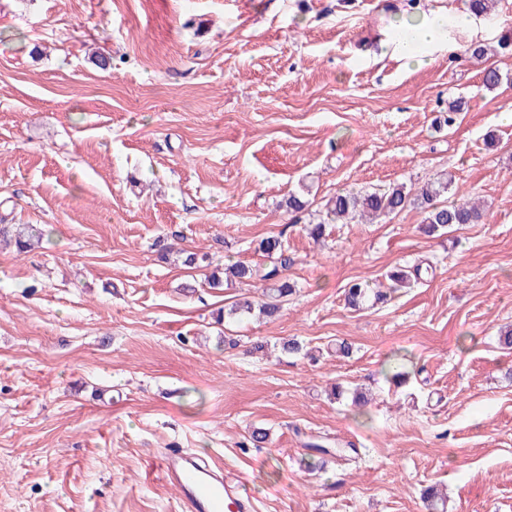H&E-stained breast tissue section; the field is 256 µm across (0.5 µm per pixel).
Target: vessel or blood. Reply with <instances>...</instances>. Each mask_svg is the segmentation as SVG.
<instances>
[{
  "instance_id": "1",
  "label": "vessel or blood",
  "mask_w": 512,
  "mask_h": 512,
  "mask_svg": "<svg viewBox=\"0 0 512 512\" xmlns=\"http://www.w3.org/2000/svg\"><path fill=\"white\" fill-rule=\"evenodd\" d=\"M160 467L166 482L179 490L183 512H253L239 478L199 463L183 449H166Z\"/></svg>"
}]
</instances>
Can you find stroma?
<instances>
[{"instance_id": "35a3bbf8", "label": "stroma", "mask_w": 512, "mask_h": 512, "mask_svg": "<svg viewBox=\"0 0 512 512\" xmlns=\"http://www.w3.org/2000/svg\"><path fill=\"white\" fill-rule=\"evenodd\" d=\"M465 10L0 0V224L39 233L23 254L0 244V512H182L167 448L242 476L256 512H426L432 485L447 512H512V352L498 343L512 325V48L498 47L512 0L495 22L449 27L424 65L390 45L395 18ZM477 42L509 84L483 87ZM441 173L449 199L487 204L484 223L432 238L409 208L316 243L283 207L292 191L321 201ZM269 236L293 295L275 320H218L257 290L208 275L265 267ZM168 246L202 261L162 259ZM419 264L423 284L346 307L350 281ZM293 336L313 359L280 352ZM396 354L402 385L384 376ZM313 440L354 462L307 469Z\"/></svg>"}]
</instances>
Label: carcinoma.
<instances>
[{
  "label": "carcinoma",
  "mask_w": 512,
  "mask_h": 512,
  "mask_svg": "<svg viewBox=\"0 0 512 512\" xmlns=\"http://www.w3.org/2000/svg\"><path fill=\"white\" fill-rule=\"evenodd\" d=\"M452 183V176L442 173L417 189L404 184H390L371 190L338 191L326 200L319 220L304 225L303 231L311 238L319 239L324 235L325 226L328 224L371 223L397 215L410 206L423 214L419 230L427 236H442L448 233V228L456 224L482 223L486 211L475 199L451 202L442 199ZM0 236L13 237L17 252L24 253L30 247L33 233L22 229L11 232L1 224ZM258 251L269 260L263 274H258V269L241 262L224 269L225 276L240 283L256 279L264 282V287L256 299L236 302L227 309V316L239 321L251 317L265 320L275 318L284 298L293 292L286 277L288 259L284 257L285 246L282 240L277 237L264 238L258 244ZM387 278L394 288H411L421 279V268L414 269L412 274L403 269L394 271ZM386 298L387 295L382 290L372 288L362 281L353 280L345 288L346 304L355 310L367 303H382Z\"/></svg>",
  "instance_id": "obj_1"
}]
</instances>
